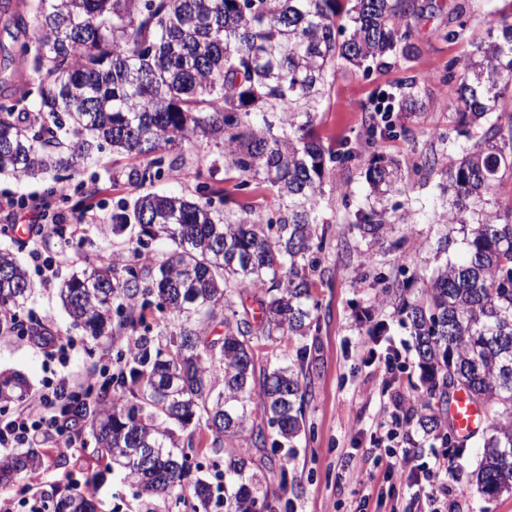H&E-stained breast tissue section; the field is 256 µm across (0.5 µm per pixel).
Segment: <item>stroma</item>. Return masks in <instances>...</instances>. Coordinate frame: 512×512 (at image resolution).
Returning <instances> with one entry per match:
<instances>
[{"label": "stroma", "instance_id": "stroma-1", "mask_svg": "<svg viewBox=\"0 0 512 512\" xmlns=\"http://www.w3.org/2000/svg\"><path fill=\"white\" fill-rule=\"evenodd\" d=\"M422 10L412 37L418 54L411 70L393 67L372 69L370 74L345 71L337 73L331 90L319 112L316 129L326 145L339 146L347 140L364 136L367 128V107L373 106L385 91H393L407 76L433 75L428 86L432 103L427 111L412 118L400 119L396 137L377 143L384 155L397 159L409 176L400 193L389 198L385 206L398 209L405 218L398 224V235L405 241L399 249L389 251L383 245L362 239L352 227V220L341 203L338 189H346L353 206L366 205L369 188L365 179L366 158L344 165H334L326 185L325 206L336 213L331 227V244L322 256L321 275L317 278L314 295L319 302V329L306 337L291 336L270 340L262 336L259 326L261 308L252 290L243 289L232 298L240 316L249 317L254 331L247 336L256 362L274 366L283 362L302 365L308 383L306 422L309 434L300 436L293 448L279 451L264 473L269 486L271 512H389L392 503L406 506L410 492L399 486L390 487L383 478L386 464L377 461L372 441L382 435V409L389 405L393 393H400L415 403L418 416L446 413L445 401L432 399L428 406L418 405L421 370L414 338L397 312V302L379 304V291L374 288L365 269L359 266L357 255L372 252L384 262L386 269L403 263L411 268L433 270L445 263L446 254L438 250L437 224L410 219L411 210L438 195L440 172L423 168L424 155L435 151L437 144L429 133L443 129L449 143H462L456 131L452 113L443 100L445 89L437 78L449 64L462 63L471 51L472 43L484 40L491 10L502 8V0H416ZM465 21L462 39L444 41L434 31L439 27H456ZM184 161L179 168L164 170L154 187L179 195H192L197 184V172L212 171L215 179L232 189L231 171L225 170L221 155V140L200 137L183 143ZM111 151H104L98 164L88 167L72 186L70 203L61 205L64 223L77 225V244L69 248L46 246L45 251L56 261L53 283H38L37 293L27 305L17 310L18 321L31 324L38 321L54 332L69 331V319L56 291L58 283L85 262L101 260L124 265L132 256L134 242L127 237L109 234L113 211L122 198L128 197L129 186L119 178L112 165ZM100 188L94 211L73 210L92 188ZM381 321L387 331L381 340L370 337L372 322ZM76 344L67 364L49 362L27 338L11 335L0 337V372L19 371L26 375L34 388L56 375H65L71 384L86 381L89 373H100L104 364L112 362L117 350L126 348L128 337L118 333L111 344L93 346L79 332H72ZM399 348L403 369L388 374L384 367L387 347ZM408 447L419 461L434 463L451 453L461 471L452 497L462 512H512V493L492 498L481 495L472 477L479 462L480 440L445 444L436 435L425 433L417 421L408 427ZM46 453L42 466L23 481L31 494L52 492L68 483L85 482L97 467L89 453L80 449L69 452L65 463H58L52 437L39 438ZM97 494L102 512H145L133 488L112 475L98 483Z\"/></svg>", "mask_w": 512, "mask_h": 512}]
</instances>
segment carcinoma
I'll return each instance as SVG.
<instances>
[{"mask_svg":"<svg viewBox=\"0 0 512 512\" xmlns=\"http://www.w3.org/2000/svg\"><path fill=\"white\" fill-rule=\"evenodd\" d=\"M347 2L0 0V17L28 34L11 62L37 76L31 106L0 100V175L39 178L44 202L66 203L71 180L108 146L128 160L127 183L137 190L160 177L163 152L202 136L223 141L236 190L247 194L258 181L278 199L258 211L215 181L198 182L191 197L138 192L112 216V231L136 224L139 235L170 241L165 258L136 252L121 267L89 262L59 285L70 329L94 344L129 336L112 375L65 409L64 420L78 435L89 424L103 470L149 503L176 507L190 497L197 512H210L217 487L192 476L202 452L192 426L205 427L216 454L226 439L275 449L305 430L303 371L257 369L241 340L251 322L226 311L238 289L250 288L264 311L262 335H309L318 322L315 254L335 223L322 210L329 164L369 154L371 199L353 228L377 243L391 230L383 200L402 169L377 152L376 136L395 135L393 113L421 111L426 79L383 95V122L371 121L364 141L342 152L324 145L315 122L338 70L408 68L419 8L414 0ZM490 17L487 39L439 77L467 145L457 159H424L446 175L434 211L449 258L429 275L414 274L422 287L399 304L416 340L421 400H442L451 387L484 406L476 483L486 497L512 490V200L499 197L503 172H512V8ZM51 239L74 243L67 224L51 225ZM361 263L374 271L382 300L399 288L372 254ZM33 293L26 268L0 246V331H14L15 312ZM219 317L224 336L211 338ZM35 396L25 377L0 376V406ZM44 457L34 446L15 449L0 461V483L21 481ZM250 466L244 448L224 459V512L270 508ZM100 508L88 488L43 500L45 512Z\"/></svg>","mask_w":512,"mask_h":512,"instance_id":"obj_1","label":"carcinoma"}]
</instances>
